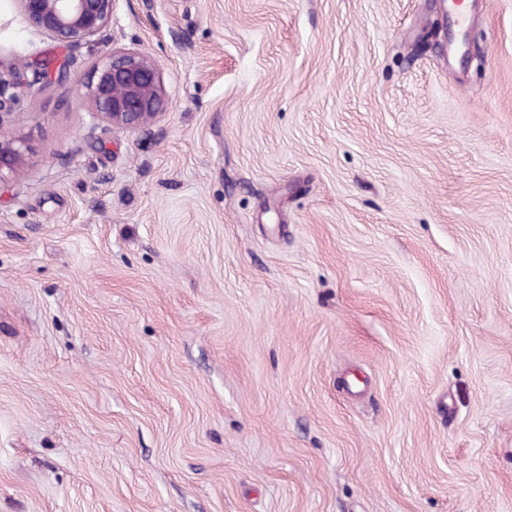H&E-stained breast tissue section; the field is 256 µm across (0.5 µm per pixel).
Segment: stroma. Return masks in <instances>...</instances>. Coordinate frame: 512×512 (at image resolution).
Instances as JSON below:
<instances>
[{
  "instance_id": "stroma-1",
  "label": "stroma",
  "mask_w": 512,
  "mask_h": 512,
  "mask_svg": "<svg viewBox=\"0 0 512 512\" xmlns=\"http://www.w3.org/2000/svg\"><path fill=\"white\" fill-rule=\"evenodd\" d=\"M118 0L0 129V512H512V0ZM156 57L168 111L78 91ZM79 99L92 120L89 133L100 122L113 129L144 132L168 111L170 94L156 58L119 48L93 65ZM34 150L23 136H2L0 129V189L19 177L31 164Z\"/></svg>"
}]
</instances>
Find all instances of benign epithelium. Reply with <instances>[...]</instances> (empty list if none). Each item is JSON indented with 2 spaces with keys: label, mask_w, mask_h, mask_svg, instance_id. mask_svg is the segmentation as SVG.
Here are the masks:
<instances>
[{
  "label": "benign epithelium",
  "mask_w": 512,
  "mask_h": 512,
  "mask_svg": "<svg viewBox=\"0 0 512 512\" xmlns=\"http://www.w3.org/2000/svg\"><path fill=\"white\" fill-rule=\"evenodd\" d=\"M33 29L70 47L97 36L111 21L117 0H14ZM68 62L43 60L34 65L29 87L42 90L67 72ZM21 73L0 71V125L18 103ZM91 117L89 134L99 124L148 131L169 109L170 94L160 62L133 49H115L95 63L79 91ZM34 150L23 136L0 135V186L12 183L31 164Z\"/></svg>",
  "instance_id": "7a95c632"
}]
</instances>
